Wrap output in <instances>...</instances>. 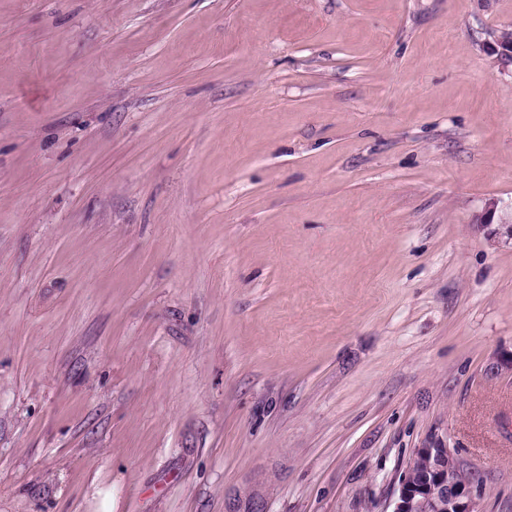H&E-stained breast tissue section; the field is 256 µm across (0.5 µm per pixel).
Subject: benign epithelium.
Returning <instances> with one entry per match:
<instances>
[{"mask_svg": "<svg viewBox=\"0 0 512 512\" xmlns=\"http://www.w3.org/2000/svg\"><path fill=\"white\" fill-rule=\"evenodd\" d=\"M392 512H482L473 482L448 449L418 448L399 480Z\"/></svg>", "mask_w": 512, "mask_h": 512, "instance_id": "obj_1", "label": "benign epithelium"}]
</instances>
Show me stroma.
Returning a JSON list of instances; mask_svg holds the SVG:
<instances>
[{
  "instance_id": "1",
  "label": "stroma",
  "mask_w": 512,
  "mask_h": 512,
  "mask_svg": "<svg viewBox=\"0 0 512 512\" xmlns=\"http://www.w3.org/2000/svg\"><path fill=\"white\" fill-rule=\"evenodd\" d=\"M512 0H0V512H512ZM392 512H482L473 482L448 448H417Z\"/></svg>"
}]
</instances>
